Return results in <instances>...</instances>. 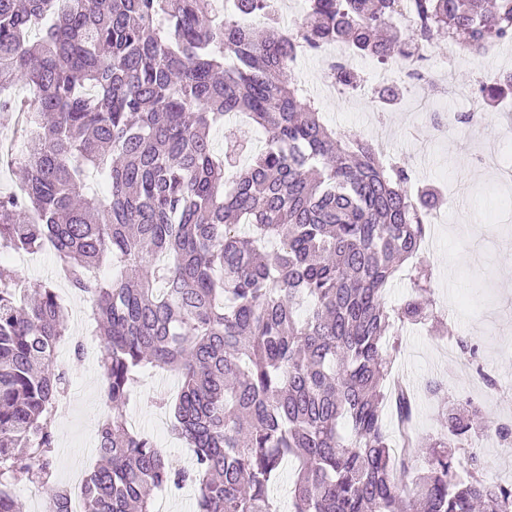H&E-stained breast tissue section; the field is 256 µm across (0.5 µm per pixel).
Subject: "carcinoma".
I'll list each match as a JSON object with an SVG mask.
<instances>
[{
	"instance_id": "1",
	"label": "carcinoma",
	"mask_w": 512,
	"mask_h": 512,
	"mask_svg": "<svg viewBox=\"0 0 512 512\" xmlns=\"http://www.w3.org/2000/svg\"><path fill=\"white\" fill-rule=\"evenodd\" d=\"M304 2L286 32L268 0H0V117L24 108L26 136L16 160L0 123V163L21 174L0 192V254L53 251L88 302L108 414L86 512H154V491L190 483L199 512H278L271 484L289 458L292 512H512V484L487 483L472 447L483 408L457 411L426 381L442 431L424 450L411 392L392 388V328L435 311L420 267L400 305L385 290L418 256L440 194L329 127L293 74L298 43L385 63L446 37L475 55L512 42V0H413L410 28L394 21L398 0ZM328 78L363 82L347 59ZM18 85L23 102L8 94ZM507 90L512 74L480 83L481 104ZM373 95L386 111L403 86ZM237 114L264 137L245 166L209 141ZM67 339L55 289L31 296L0 263V512H18L20 481L38 485L46 512H69L71 491L54 482ZM148 365L181 378L175 404H158L194 449L189 468L128 428ZM389 414L424 456L409 486Z\"/></svg>"
}]
</instances>
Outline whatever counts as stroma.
Returning a JSON list of instances; mask_svg holds the SVG:
<instances>
[{
    "label": "stroma",
    "instance_id": "1",
    "mask_svg": "<svg viewBox=\"0 0 512 512\" xmlns=\"http://www.w3.org/2000/svg\"><path fill=\"white\" fill-rule=\"evenodd\" d=\"M452 70L454 89L476 91L479 83L497 80L507 67L501 55L476 57L458 51ZM453 89V91H454ZM420 98L444 100L449 112H463L466 102L453 91L436 92L428 83L416 87ZM325 122L340 132L357 131L377 137L374 104L364 95L345 105L322 104ZM386 133L392 152L414 162L422 182L446 180L450 188L443 212L446 223L432 225L431 244L423 258L432 273L431 293L446 327L438 333L428 325L407 327L401 338L402 352L393 373L416 386L431 378L448 384L456 401L480 402L488 426L498 422L497 411L484 395L479 371L501 380H512V184L504 182L490 166L477 164L480 155L499 157L512 153V95L499 107L483 112L469 131L442 133L419 120L417 113L399 112ZM27 284L53 283L69 313L72 336L84 337L85 350L75 356L65 344L58 358L70 380V390L56 418L58 448L54 478L69 486L72 472L87 474L96 465V436L104 420L105 406L99 376V347L93 325L86 320V303L67 285L55 256L47 251L10 258ZM474 343L476 357L463 355L456 337ZM177 377L151 371L147 384L138 386L128 407L131 426L154 438L178 466L193 463V451L170 432L171 418L154 402L158 392L176 394Z\"/></svg>",
    "mask_w": 512,
    "mask_h": 512
}]
</instances>
